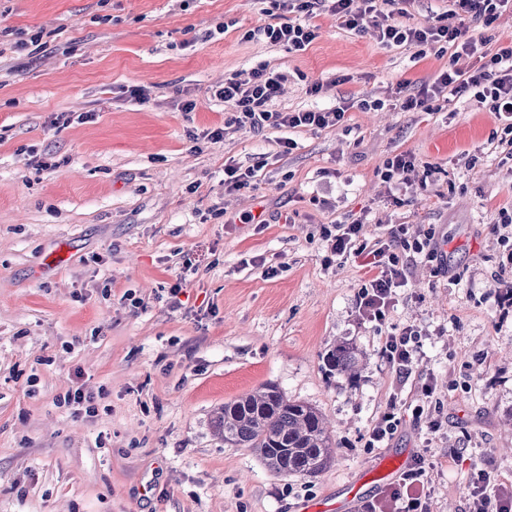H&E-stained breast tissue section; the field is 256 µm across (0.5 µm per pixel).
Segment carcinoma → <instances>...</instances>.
<instances>
[{"mask_svg": "<svg viewBox=\"0 0 512 512\" xmlns=\"http://www.w3.org/2000/svg\"><path fill=\"white\" fill-rule=\"evenodd\" d=\"M330 374L348 379L359 371L360 358L345 342L325 355ZM224 442L258 453L279 476L315 477L332 462V435L315 407L287 399L274 385H263L224 404L215 420Z\"/></svg>", "mask_w": 512, "mask_h": 512, "instance_id": "carcinoma-1", "label": "carcinoma"}]
</instances>
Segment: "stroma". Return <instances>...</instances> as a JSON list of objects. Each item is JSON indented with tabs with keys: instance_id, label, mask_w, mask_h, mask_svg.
<instances>
[{
	"instance_id": "obj_1",
	"label": "stroma",
	"mask_w": 512,
	"mask_h": 512,
	"mask_svg": "<svg viewBox=\"0 0 512 512\" xmlns=\"http://www.w3.org/2000/svg\"><path fill=\"white\" fill-rule=\"evenodd\" d=\"M276 11L275 0H0V512L344 507L355 481L378 496L364 476L379 462L420 456L430 512H468L474 469L512 482V248L494 229L512 209V155L498 120L463 99L399 110L398 87L432 82L449 53L383 47L326 10L304 51L245 40ZM36 34L46 51L17 48ZM260 64L288 77L276 111L379 106L325 130L206 140L224 124L217 86ZM315 81L324 89L308 95ZM403 152L433 173L398 207L379 170ZM47 155L58 167L37 169ZM228 163L254 170V191L225 193ZM360 216L370 246L398 224L434 227L444 259L410 262L380 326L356 308L367 269L333 258L323 234ZM62 243L66 263L46 266ZM407 325L421 347L402 379L383 338ZM340 342L362 358L356 379L324 365ZM268 383L330 420L335 458L319 476L274 475L215 434L225 402ZM78 387L93 413L60 405ZM390 409L396 432L368 447Z\"/></svg>"
}]
</instances>
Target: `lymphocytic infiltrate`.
<instances>
[{
    "label": "lymphocytic infiltrate",
    "instance_id": "1",
    "mask_svg": "<svg viewBox=\"0 0 512 512\" xmlns=\"http://www.w3.org/2000/svg\"><path fill=\"white\" fill-rule=\"evenodd\" d=\"M455 2L458 10L469 16V23L407 25L378 9L377 0H278L279 9L289 15L288 21L258 26L249 30L246 38L279 45L291 52L306 50L315 38V31L306 19L315 9L325 7L348 30L361 32L365 27H373L384 46H411L422 55L438 47L451 49V65L442 69L432 83L403 95L399 100L400 110L427 112L432 101L439 98L447 102L461 98L472 100L477 106L495 113L502 131L499 143L512 152V44L491 50L486 39L475 38L470 33L471 24L490 25L508 0ZM473 55L480 60L477 68L456 67V60ZM285 79V74L268 70L264 65L245 75L226 79L215 95L229 107L230 116L222 127L210 131V139L223 138L226 129L232 127L259 130L272 125L288 129H326L344 122L352 107L348 101L328 110L272 111L271 105ZM431 174V168L420 167L413 155L404 153L386 159L380 178L391 202L398 206L406 193L427 189ZM364 230V221L356 219L335 224L326 238L333 255L365 258L372 275L359 289L357 308L363 320L380 325L386 319L396 288L406 281L409 261L430 247L434 233L429 230L423 238L412 239L401 226L392 230L387 239L370 247L365 243ZM418 336L415 327L406 326L385 338L387 361L401 376H410L417 363ZM425 481V460L420 457L401 475L396 486L365 503L362 512H429ZM469 499V512H512V486L483 469L472 477Z\"/></svg>",
    "mask_w": 512,
    "mask_h": 512
}]
</instances>
